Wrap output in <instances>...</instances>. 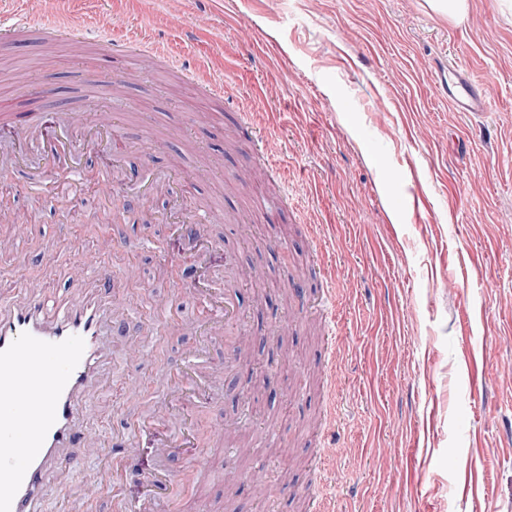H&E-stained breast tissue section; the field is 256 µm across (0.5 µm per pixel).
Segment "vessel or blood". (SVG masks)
<instances>
[{
	"label": "vessel or blood",
	"instance_id": "vessel-or-blood-1",
	"mask_svg": "<svg viewBox=\"0 0 512 512\" xmlns=\"http://www.w3.org/2000/svg\"><path fill=\"white\" fill-rule=\"evenodd\" d=\"M37 28L31 17L19 15L14 23L0 25V43L14 42ZM448 92L458 111L476 114L487 108L485 96L459 67L448 69ZM84 141L105 148L112 167L122 166L123 147L116 139L90 129ZM83 181L81 157L75 154L54 189L72 199L80 195ZM91 263V257H82L71 270L77 296L65 300L28 286L12 304H0V512H40L47 471L70 473L75 449L96 446L87 428L86 402L111 368L119 313L110 299V282H86L83 269ZM35 375L44 386V403L40 412L29 413L22 384ZM22 411L27 414L23 423L17 419ZM130 451V443L120 438L100 449L110 465L91 483L70 487L77 506L126 479L119 464ZM174 486L173 474L153 472L145 480L143 496L124 512H167Z\"/></svg>",
	"mask_w": 512,
	"mask_h": 512
}]
</instances>
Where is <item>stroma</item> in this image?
<instances>
[{"instance_id":"obj_1","label":"stroma","mask_w":512,"mask_h":512,"mask_svg":"<svg viewBox=\"0 0 512 512\" xmlns=\"http://www.w3.org/2000/svg\"><path fill=\"white\" fill-rule=\"evenodd\" d=\"M117 37L145 33L177 66L109 52L94 33L0 45V204L34 228L0 250V302L30 282L55 294L81 254L111 239L89 280L134 299L112 372L88 407L99 439L129 438L127 501L159 462L140 421L184 370L220 364L187 418L196 448L166 460L174 512H512V0H471L449 21L426 0H59ZM489 108L455 111L449 63ZM223 82L215 98L184 69ZM112 116L126 166L188 182L187 215L212 209V269L240 280L239 318L199 352L211 310L190 291L185 232L133 199L112 214L101 153L80 197L11 146L33 117ZM42 170L31 180L32 169ZM338 288L336 359L320 284ZM50 473L42 512H72L69 484L104 462L90 448ZM269 489L256 493L255 473Z\"/></svg>"}]
</instances>
